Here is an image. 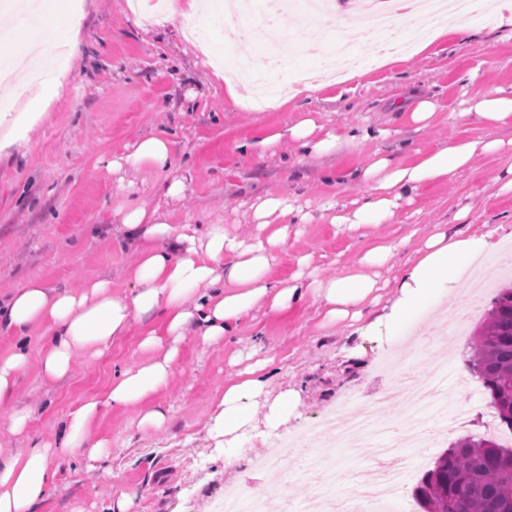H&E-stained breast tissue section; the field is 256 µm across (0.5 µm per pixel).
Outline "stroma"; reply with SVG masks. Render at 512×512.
I'll return each mask as SVG.
<instances>
[{"label":"stroma","instance_id":"35a3bbf8","mask_svg":"<svg viewBox=\"0 0 512 512\" xmlns=\"http://www.w3.org/2000/svg\"><path fill=\"white\" fill-rule=\"evenodd\" d=\"M473 19L477 34L445 37L423 53L365 68L356 79L256 112L233 104L223 82L212 79L186 47L180 20L160 15L146 24L131 0H82L80 41L70 61L68 86L31 131L25 155L0 161V296L30 279L63 288L99 277L111 278L114 293L130 294L126 271L136 260V246L118 241L111 232L121 205L164 206L171 223L211 220L249 239L257 228L244 214L245 202L286 194L314 208L331 199L346 205L363 195V187L336 193L323 182L325 171L352 170L377 152L407 159L414 150L471 133V125L449 118L461 110L465 93L512 90V32L496 27L488 8ZM421 96L442 107L425 128L396 107L399 99ZM308 116L327 130L367 125L389 135L304 158L297 157L287 140L261 159L240 148ZM153 133L168 136L177 171L191 175L180 199L166 200L150 173L107 167L136 137ZM499 167L498 158H478L450 181L425 188L389 224L341 232L328 219L314 217L289 234L269 275L290 278L299 258L306 256L323 275L341 276L358 269L372 242L401 240L404 248L377 269L385 287L373 313H386L398 296L397 278L435 229L453 233L468 227L487 235L496 250L512 243V192H501ZM466 205L471 208L467 221L457 220ZM491 305L488 296L472 302L464 284L457 294L420 311L399 338L355 332L343 322L322 325L316 306L307 303L280 314L251 313L242 319L238 336L204 350L186 341L168 387L151 401L166 413V426L141 431L139 405L102 414L90 435L112 444L107 471L88 470L79 454H71L59 465L56 487L36 512H103L123 492L137 493L135 512H213L214 500L228 486L262 487L267 502L282 512L285 500L305 498L314 486L282 485L278 477L256 470L249 456L225 468L209 436L225 386L237 381L244 368L236 357L250 349L254 337H261L271 357L261 404L289 388L300 392L295 415L286 425L291 431L316 426L318 413L344 386L356 387L365 399L386 389L389 378L375 370L386 352L415 364L419 391L432 369L466 371L473 354L472 333ZM466 312L471 318L464 334L446 349L423 345L424 337ZM159 324L157 315L142 316L107 356L76 358L70 375L51 384L41 378L44 340L41 330H34L30 362L16 396L17 406L32 411L29 428L12 435L10 413L0 409V453L55 439L76 406L104 394L113 375L143 360L140 332Z\"/></svg>","mask_w":512,"mask_h":512}]
</instances>
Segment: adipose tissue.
<instances>
[{
  "instance_id": "ef3b65f1",
  "label": "adipose tissue",
  "mask_w": 512,
  "mask_h": 512,
  "mask_svg": "<svg viewBox=\"0 0 512 512\" xmlns=\"http://www.w3.org/2000/svg\"><path fill=\"white\" fill-rule=\"evenodd\" d=\"M57 2V8L48 13L35 9L31 0H20L21 12L35 21V35L14 41L0 74V154L9 150L25 153L27 133L41 119L37 112L5 109V102L24 94L34 101L47 100L60 95L69 82L66 66L43 75L37 52L39 43L62 36L67 37L70 49L78 47L79 31L69 21L72 0ZM452 118L475 119L482 130L430 151L415 150L408 161L379 154L369 164L346 173L326 171L325 181L337 192L355 186L366 189L354 209L345 211L337 209L335 202L324 203L332 223L344 231L391 223L402 205L412 203L428 186L447 182L455 173L471 168L478 156H512V140L491 135L492 129L512 125V92L497 88L477 93ZM285 135L303 154L325 155L339 146L372 138L374 131L364 126L350 132H326L307 117L287 133H271L243 143L241 149L260 158ZM111 165L144 168L166 178V194L173 198L180 197L186 187L185 178L173 175L171 144L161 135L137 138ZM119 216L115 235L138 248V260L127 272L135 286L131 296L114 295L108 279L88 281L78 288H49L29 280L0 302V334L14 339L9 350L0 352V408L11 410L13 433L27 429L31 412L15 408L14 401L18 379L29 361L27 338L33 329H43L46 337L41 375L49 382L68 375L77 356L104 357L116 340L129 334L139 317L154 312L161 319L160 327L141 332L140 347L149 357L115 376L104 397L86 399L70 412L60 446L43 443L0 455V512H35L55 488L53 461L71 453L72 438L88 432L102 411L141 404L145 410L140 429L163 428L165 412L150 407L149 402L168 386L186 340L207 347L237 335L242 318L251 312L277 314L308 302L317 304L324 322L359 320L381 287L369 275V268L388 262L397 248L393 242L376 243L360 258V270L335 278H323L311 270L274 281L268 273L290 226L312 219L295 198L277 194L257 198L249 207V219L259 233L249 241L228 233L220 224L209 223L198 231L171 223L168 212L157 206H132ZM487 250L481 237L462 232L431 234L402 274L399 297L389 313L377 320V327L387 335H398L426 303L458 285ZM267 366L264 359L248 365L240 379L224 389L210 435L224 448L225 467H232L248 453L239 437L253 422L267 384Z\"/></svg>"
}]
</instances>
